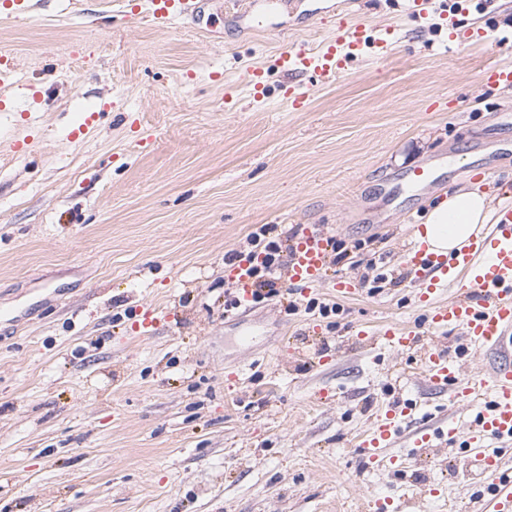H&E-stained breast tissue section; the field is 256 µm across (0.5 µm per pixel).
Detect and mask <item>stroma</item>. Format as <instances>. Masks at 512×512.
Returning a JSON list of instances; mask_svg holds the SVG:
<instances>
[{
    "label": "stroma",
    "instance_id": "stroma-1",
    "mask_svg": "<svg viewBox=\"0 0 512 512\" xmlns=\"http://www.w3.org/2000/svg\"><path fill=\"white\" fill-rule=\"evenodd\" d=\"M248 0H207L199 22L159 31L113 0H32L0 21V512H470L447 449L408 472L367 469L359 442L398 401L468 413L420 380L419 354L355 336L410 323V227L450 188L512 207V0L468 15L433 0H294L281 27L238 23ZM391 28L329 85L284 95L280 53L317 45L343 18ZM491 38L448 47L449 29ZM264 71V102L248 70ZM95 122L72 131L88 112ZM22 151H14L15 143ZM434 166L428 192L406 173ZM264 224L352 246L329 285L288 287L247 317L225 254ZM397 279L369 294L371 261ZM357 295L337 299L333 281ZM337 302L327 318L293 300ZM327 351L318 364L315 351ZM441 500H419L423 487Z\"/></svg>",
    "mask_w": 512,
    "mask_h": 512
}]
</instances>
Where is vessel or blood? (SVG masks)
Listing matches in <instances>:
<instances>
[{
  "label": "vessel or blood",
  "mask_w": 512,
  "mask_h": 512,
  "mask_svg": "<svg viewBox=\"0 0 512 512\" xmlns=\"http://www.w3.org/2000/svg\"><path fill=\"white\" fill-rule=\"evenodd\" d=\"M146 16L158 28H172L179 20L201 17L200 0H146ZM391 29L370 37L363 25H341L335 35L316 46L292 44L278 62L288 74H309L329 83L345 74L351 60L369 42L388 47ZM489 231L474 235L468 245L443 254L429 245L411 241L404 260L417 283V302L422 308L420 325L397 324L384 329L358 328L363 339L380 338L397 352L419 350L421 372L434 389L448 392L458 405L468 407L474 419L468 425L448 421L432 428L424 424L407 426V418L420 411L412 400L389 407L373 422L362 441L368 467L406 468L407 458L387 455L398 437H406L413 447L433 443L456 447L473 475L486 477L483 492L472 501L473 512H512V461L501 450H491L490 442L512 440V208L499 210ZM327 243L316 232L305 233L293 250L288 279L293 283H324ZM248 261L232 270L237 287L238 307L251 309L253 287ZM455 286L456 295L447 300L437 293ZM462 330L478 350L493 349L502 360L487 376H464L460 360L438 345L421 346L422 333Z\"/></svg>",
  "instance_id": "vessel-or-blood-1"
}]
</instances>
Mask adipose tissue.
<instances>
[{
  "mask_svg": "<svg viewBox=\"0 0 512 512\" xmlns=\"http://www.w3.org/2000/svg\"><path fill=\"white\" fill-rule=\"evenodd\" d=\"M493 215L488 193L458 189L429 209L422 238L435 251L447 253L466 244Z\"/></svg>",
  "mask_w": 512,
  "mask_h": 512,
  "instance_id": "ef3b65f1",
  "label": "adipose tissue"
}]
</instances>
